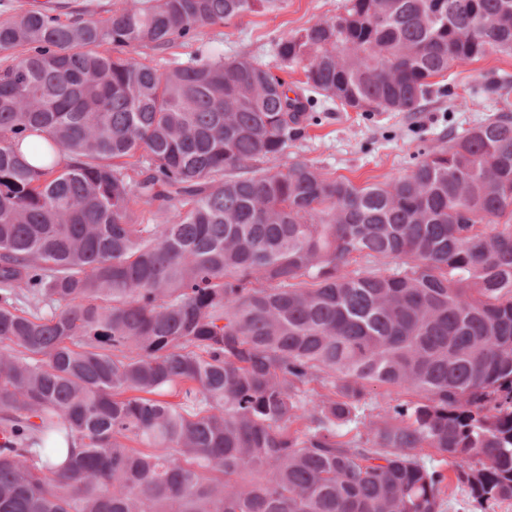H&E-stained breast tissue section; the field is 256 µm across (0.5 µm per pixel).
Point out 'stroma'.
I'll list each match as a JSON object with an SVG mask.
<instances>
[{
    "label": "stroma",
    "instance_id": "35a3bbf8",
    "mask_svg": "<svg viewBox=\"0 0 512 512\" xmlns=\"http://www.w3.org/2000/svg\"><path fill=\"white\" fill-rule=\"evenodd\" d=\"M123 0H0V21L31 7H68L85 15L106 17ZM346 0H288L276 12L257 11L227 26L202 30L196 40L160 53L142 55L159 69L187 62L195 53L222 54L224 58L252 56L280 71L290 82L302 80V67L281 69L274 53L279 38L319 19L343 13ZM512 83V53L493 52L485 58L453 66L446 82L450 93L435 97L420 112L367 114L345 110L318 99L316 124L288 149L289 157L306 159L336 178L358 186L383 183L404 176L423 152L447 145L450 137L465 133L495 115V103L484 88L490 80Z\"/></svg>",
    "mask_w": 512,
    "mask_h": 512
}]
</instances>
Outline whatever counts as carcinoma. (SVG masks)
<instances>
[{"instance_id": "carcinoma-1", "label": "carcinoma", "mask_w": 512, "mask_h": 512, "mask_svg": "<svg viewBox=\"0 0 512 512\" xmlns=\"http://www.w3.org/2000/svg\"><path fill=\"white\" fill-rule=\"evenodd\" d=\"M284 4L0 23V512L512 500V93L391 182L261 168L312 99L250 57L132 52ZM490 50L512 0H346L275 43L363 112H417ZM381 387L417 399L368 416Z\"/></svg>"}]
</instances>
